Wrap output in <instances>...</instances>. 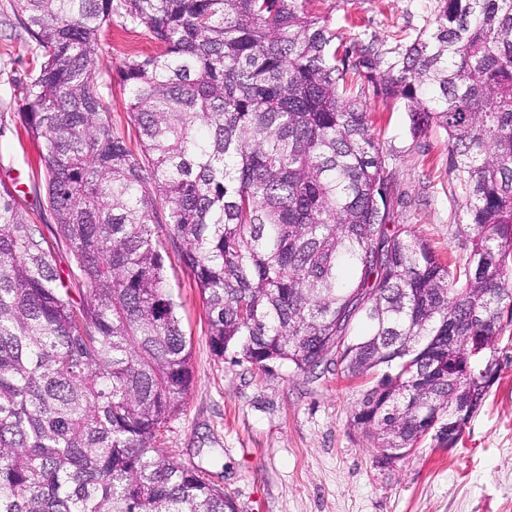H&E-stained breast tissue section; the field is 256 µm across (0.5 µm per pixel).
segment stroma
I'll use <instances>...</instances> for the list:
<instances>
[{
  "instance_id": "stroma-1",
  "label": "stroma",
  "mask_w": 512,
  "mask_h": 512,
  "mask_svg": "<svg viewBox=\"0 0 512 512\" xmlns=\"http://www.w3.org/2000/svg\"><path fill=\"white\" fill-rule=\"evenodd\" d=\"M432 0H310L308 9L344 40L389 50L431 17ZM145 27L113 25L102 37L95 74L112 123L138 140L118 68L154 53ZM33 70L30 39L0 0V181L16 184L22 208L43 230L55 224L38 165V146L22 122V87ZM392 173L399 223L427 239L441 258L466 255L462 213L448 196V136L415 135L404 107L362 86ZM191 349L193 381L160 445L178 463L202 469L235 512H512V327L497 338L499 378L455 447L423 440L393 466L375 464L373 439L354 419L365 386L315 368L260 369L217 357L194 278L177 256L166 261Z\"/></svg>"
}]
</instances>
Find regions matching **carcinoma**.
<instances>
[{
	"mask_svg": "<svg viewBox=\"0 0 512 512\" xmlns=\"http://www.w3.org/2000/svg\"><path fill=\"white\" fill-rule=\"evenodd\" d=\"M14 3L55 244L0 181V512H234L157 446L193 379L170 243L215 355L370 380L356 420L381 451L461 436L512 325V0H433L390 51L306 0ZM115 17L160 48L120 68L137 150L94 75ZM356 78L447 133L466 258L396 223Z\"/></svg>",
	"mask_w": 512,
	"mask_h": 512,
	"instance_id": "1",
	"label": "carcinoma"
}]
</instances>
